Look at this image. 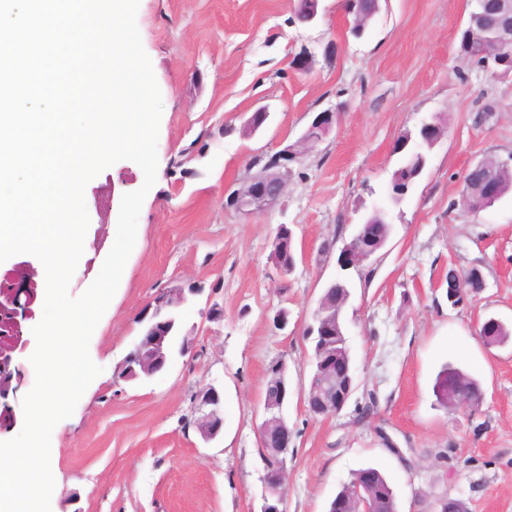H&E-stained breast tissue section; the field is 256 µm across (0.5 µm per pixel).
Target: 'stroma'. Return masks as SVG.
Masks as SVG:
<instances>
[{"instance_id": "35a3bbf8", "label": "stroma", "mask_w": 512, "mask_h": 512, "mask_svg": "<svg viewBox=\"0 0 512 512\" xmlns=\"http://www.w3.org/2000/svg\"><path fill=\"white\" fill-rule=\"evenodd\" d=\"M472 0H381L362 38L345 28L343 0H321L312 24L289 0H140L136 23L163 112L155 185L139 239L95 328L102 372L58 423L51 512H258L267 370L283 363L298 433L284 485L286 512H327L352 473L378 468L398 512H436L448 497L467 512H512V340L484 344L486 318L512 328V193L475 213L462 178L478 162L512 166V75L482 69L461 49ZM311 55L308 72L294 56ZM270 118L247 135L250 113ZM341 109L336 128L295 167L281 205L244 217L224 207L255 155L297 144L314 116ZM445 134L400 206H391L395 141L422 120ZM144 175L123 160L85 189V254L68 292L82 294L112 247L124 193ZM386 208V245L350 269L346 334L358 390L344 409L313 417L301 399L311 372L303 332L354 227ZM293 231L296 266L271 261L278 225ZM478 270L479 291L450 307L448 272ZM201 286L177 309L185 352L148 379L117 366L141 332L140 314L165 288ZM224 309L210 320L212 304ZM287 310L288 326L272 319ZM481 385L476 412L437 405L445 364ZM224 393V430L203 441L194 398ZM377 407L358 409L368 396Z\"/></svg>"}]
</instances>
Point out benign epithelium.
Masks as SVG:
<instances>
[{"instance_id":"7a95c632","label":"benign epithelium","mask_w":512,"mask_h":512,"mask_svg":"<svg viewBox=\"0 0 512 512\" xmlns=\"http://www.w3.org/2000/svg\"><path fill=\"white\" fill-rule=\"evenodd\" d=\"M363 3L364 0H344L345 13L356 17V23L351 27L356 37L363 35L367 22L379 11V0H373L375 8L370 11L362 8ZM291 4L294 14L302 22H311L318 14L319 0H291ZM469 30L479 33V52L475 56L477 64L486 70L512 73V0H476V8L469 17ZM337 120L338 117L331 110L322 118L316 117L299 140L301 148L291 145L277 151L280 159L278 168L260 169L237 186L225 189V208L237 214L253 215L279 204L285 196L291 174L289 164L300 162L304 152L316 147ZM438 138L439 124L432 120L425 121L416 135L403 136L399 150H404L411 140H416V147L411 153L419 157V169L422 170L426 165L422 148L434 146ZM504 167V163L479 162L466 171L463 182L486 201L492 202L500 195L497 170ZM401 173L400 169L394 172L390 190L391 199L397 205L418 177L415 173L403 178ZM379 229L378 224L362 225L341 249L339 267L347 270L373 256V253L361 249L360 242L366 236L378 235ZM336 287L337 282L334 281L325 288L313 312L312 323L305 329L306 338L312 340L313 350L320 356V361L308 387L301 389V396L308 413L316 417L340 412L356 390L350 361L337 358L336 353L331 351L335 346L340 319V313L336 312ZM185 292L182 288H171L162 292L159 299L147 304L146 309L151 311V315L134 348L119 365V378L131 381L142 376L152 377L166 367L170 359V336L165 326L173 322L171 315L175 313V308L186 302ZM35 299L36 288L23 280L0 286V314L11 316L8 324L0 323V369L6 363L12 364L15 352L25 346L20 336L21 320L27 317ZM503 326L501 320L490 317L479 324L477 335L488 344ZM21 384L22 378L18 372L9 377L0 374V432L16 423V414L8 400L17 393ZM271 385L274 390L264 400V419L258 427V435L260 448L267 458L275 461V465L264 469L265 494L259 512H286L283 486L288 458L294 454L296 432L288 426L283 414L290 393L283 368H276ZM221 404L219 392L211 385L200 390L195 397L194 411L197 417L194 424L206 442L214 440L224 430ZM378 473L379 470L374 467L363 468L355 489L333 501L329 512H375L378 504Z\"/></svg>"}]
</instances>
